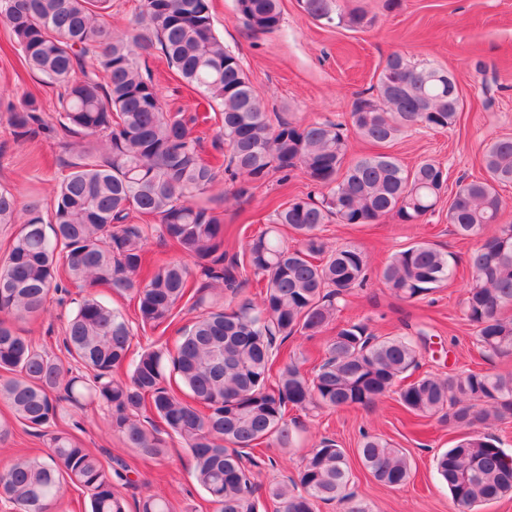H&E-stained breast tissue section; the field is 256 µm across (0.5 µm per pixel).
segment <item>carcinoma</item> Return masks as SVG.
Segmentation results:
<instances>
[{
	"instance_id": "cac0c4a2",
	"label": "carcinoma",
	"mask_w": 512,
	"mask_h": 512,
	"mask_svg": "<svg viewBox=\"0 0 512 512\" xmlns=\"http://www.w3.org/2000/svg\"><path fill=\"white\" fill-rule=\"evenodd\" d=\"M305 11L352 31L372 18L338 0H304ZM248 30L281 27L279 0H235ZM112 0H0V19L10 27L25 64L59 89L56 123L40 115L27 94L11 105L8 122L31 139L59 138L68 158L47 215L36 205L19 210L15 195L0 189V224L15 225L0 260V399L12 417L0 419V439L18 423L50 433L46 455H28L0 469V497L15 512H50L64 487L89 494L90 512H127L119 491L132 487L122 461L106 467L71 432L59 428L68 408L103 406L112 431L126 445L155 459L181 440L193 476L215 512H316L336 501L346 512H369L347 493L345 449L323 437L296 476L258 493L245 460L266 441L293 444L291 409L367 408L386 394L409 414H442L462 432L438 455L437 473L458 512L512 494V457L479 426L512 422V371L419 375L417 336H378L364 324L336 328L311 373L281 359L288 338L314 336L336 319L340 302L366 284L369 263L354 244L327 246L321 227L373 224L392 217L417 224L435 211L447 191V172L427 160L414 168L386 152L350 162L341 125L300 124L269 112L239 57L214 33L210 0H141L134 34L115 35L106 18ZM161 50L170 68L221 115L219 138L227 147L229 179L288 182L300 170L319 194L294 195L279 204L272 222L245 243L242 254L224 252V213L202 205L218 181L189 121L162 105V91L142 72L140 57ZM456 81L448 71L400 53L387 57L376 93L357 98L355 133L381 146L415 126L444 130L459 113ZM485 176L461 180L448 204V224L480 241L468 258L471 283L464 313L474 341L487 358L512 357V224L501 223L498 191L512 184V138L490 139L483 148ZM146 217L179 257L150 267ZM295 235L286 245L280 227ZM193 261L196 271L188 268ZM250 272L264 282L259 303L236 305ZM454 276L448 254L429 242L395 252L381 272L399 299L417 302ZM84 293L64 329L63 364L12 320L37 318L65 283ZM134 301L135 321L102 294ZM197 312L179 328L175 350L153 340L136 350L138 333L168 328L179 303ZM364 467L380 483L405 484L411 466L402 449L377 435L358 448ZM136 512H174L164 496L146 493Z\"/></svg>"
}]
</instances>
